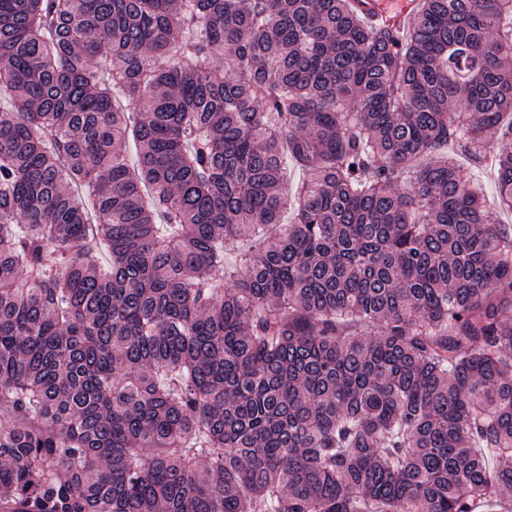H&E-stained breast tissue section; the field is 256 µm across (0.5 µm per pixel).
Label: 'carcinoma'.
Instances as JSON below:
<instances>
[{"label":"carcinoma","mask_w":512,"mask_h":512,"mask_svg":"<svg viewBox=\"0 0 512 512\" xmlns=\"http://www.w3.org/2000/svg\"><path fill=\"white\" fill-rule=\"evenodd\" d=\"M506 114L512 0H0V512L507 507Z\"/></svg>","instance_id":"obj_1"}]
</instances>
